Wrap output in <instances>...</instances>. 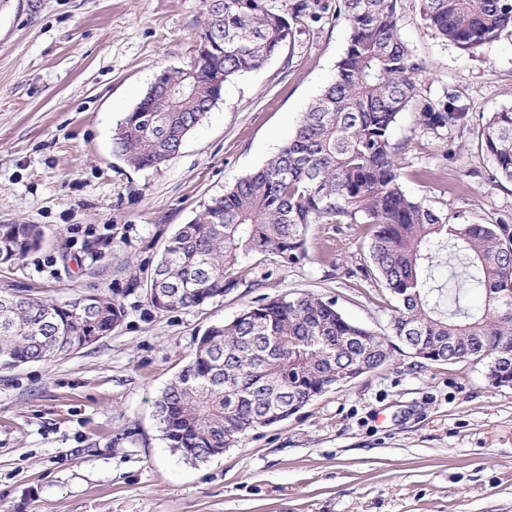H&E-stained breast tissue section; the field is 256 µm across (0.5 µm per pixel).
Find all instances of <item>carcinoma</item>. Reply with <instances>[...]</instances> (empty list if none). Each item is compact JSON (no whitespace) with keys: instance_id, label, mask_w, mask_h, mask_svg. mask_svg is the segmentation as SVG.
I'll list each match as a JSON object with an SVG mask.
<instances>
[{"instance_id":"cac0c4a2","label":"carcinoma","mask_w":512,"mask_h":512,"mask_svg":"<svg viewBox=\"0 0 512 512\" xmlns=\"http://www.w3.org/2000/svg\"><path fill=\"white\" fill-rule=\"evenodd\" d=\"M398 0H341L351 37L336 74L295 131L262 167L201 205L165 245L146 280L159 311L190 308L243 283L253 254L285 264L307 255L313 224H342L362 214L368 259L396 305L392 335L346 319L314 294L278 295L208 327L188 364L162 391L156 412L164 440L192 461L229 448L247 431L288 419L314 397L391 360L390 337L424 365L482 362L495 387L512 385V220L450 224L409 198L400 183L390 131L415 97L412 74L425 69L400 35ZM195 54L157 76L115 130L113 152L130 167L159 169L221 99L224 83L261 69L293 36L290 20L321 18L319 0H295L286 17L271 0H205ZM424 17L442 38L470 50L512 26V0H424ZM463 117L458 96L426 103L431 128ZM494 178L512 183V111L495 112L481 134ZM45 239L37 224L0 225V264ZM448 257V281L437 276ZM122 305L101 296L44 302L0 295V365L78 352L119 325Z\"/></svg>"}]
</instances>
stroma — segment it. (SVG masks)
I'll list each match as a JSON object with an SVG mask.
<instances>
[{
    "label": "stroma",
    "instance_id": "35a3bbf8",
    "mask_svg": "<svg viewBox=\"0 0 512 512\" xmlns=\"http://www.w3.org/2000/svg\"><path fill=\"white\" fill-rule=\"evenodd\" d=\"M221 100L161 169L135 170L112 136L162 71L185 65L203 0H8L0 6V224H37L38 250L0 265V294L119 301L111 333L64 358L0 367V512H512V386L484 364L401 353L249 431L223 454L166 445L155 402L206 328L259 299L313 293L389 333L390 296L366 276L368 227L316 224L307 255H254L245 285L162 313L146 278L166 241L213 195L274 156L331 80L350 40L336 0ZM425 71L391 130L406 193L449 223L512 214L480 135L512 111V27L471 52L443 40L423 0H398ZM460 95V125L432 130L421 103Z\"/></svg>",
    "mask_w": 512,
    "mask_h": 512
}]
</instances>
